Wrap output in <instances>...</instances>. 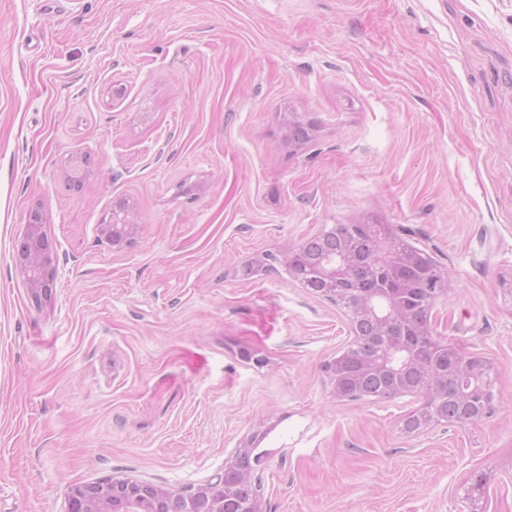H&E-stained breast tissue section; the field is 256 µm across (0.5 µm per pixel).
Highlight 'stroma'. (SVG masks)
Returning <instances> with one entry per match:
<instances>
[{
    "label": "stroma",
    "mask_w": 512,
    "mask_h": 512,
    "mask_svg": "<svg viewBox=\"0 0 512 512\" xmlns=\"http://www.w3.org/2000/svg\"><path fill=\"white\" fill-rule=\"evenodd\" d=\"M118 199L141 224L120 249ZM332 224L444 271L430 324L491 364V416L407 434L419 396L333 395L342 311L240 274ZM246 445L267 512H512V0H0V512L194 486ZM140 226L129 205L115 203L109 220L100 225V233L113 246L120 247L116 237H124L125 243H129L137 235ZM44 222L38 209H31L20 237L19 268L26 287L36 304L49 301L53 295L56 267L53 257L41 251L45 239ZM112 482L105 484V490L93 483L78 484L68 495L67 512H138L144 511L141 500L152 501L155 510L162 512L163 503L172 496L167 487L148 482L110 477Z\"/></svg>",
    "instance_id": "stroma-1"
}]
</instances>
